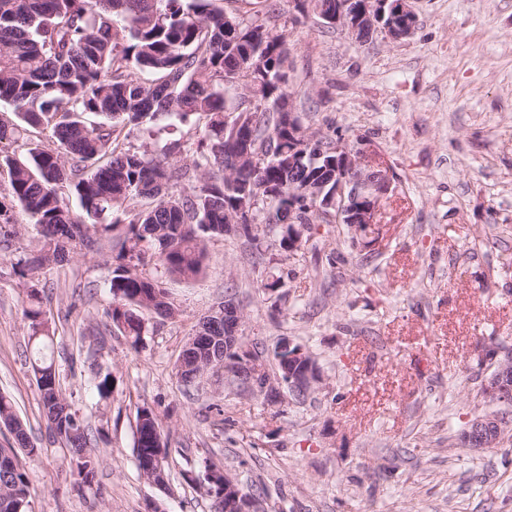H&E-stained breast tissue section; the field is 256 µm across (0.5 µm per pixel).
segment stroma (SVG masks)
Returning a JSON list of instances; mask_svg holds the SVG:
<instances>
[{
  "instance_id": "1",
  "label": "stroma",
  "mask_w": 512,
  "mask_h": 512,
  "mask_svg": "<svg viewBox=\"0 0 512 512\" xmlns=\"http://www.w3.org/2000/svg\"><path fill=\"white\" fill-rule=\"evenodd\" d=\"M410 37L355 44L277 0L288 89L311 130L364 139L388 163L393 194L376 245L330 263L335 224L286 254L273 236H217L194 280L163 276L173 319L144 312L139 347L109 326L112 241L41 270L67 398L97 439L93 489L62 463L31 367L23 315L29 277L16 259L39 234L15 211L0 251V392L36 454L33 512H211L204 459L255 485L265 512H512V446L472 449L458 434L504 349H512V0H408ZM197 122L119 140L149 157ZM279 279L276 292L264 283ZM236 297L242 334L260 351L281 338L315 357L323 384L278 407L209 373L185 387L176 364L199 320ZM111 375L113 389L96 385ZM151 407L170 440V493L140 474L135 422Z\"/></svg>"
}]
</instances>
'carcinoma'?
Wrapping results in <instances>:
<instances>
[{"instance_id":"carcinoma-1","label":"carcinoma","mask_w":512,"mask_h":512,"mask_svg":"<svg viewBox=\"0 0 512 512\" xmlns=\"http://www.w3.org/2000/svg\"><path fill=\"white\" fill-rule=\"evenodd\" d=\"M219 0H0V105L12 108L13 122H0V170L8 175V195L39 229L36 254L16 265L30 275L63 262L76 249L93 251L95 234H119L112 266L113 327L137 347L143 340V310H170L162 283L145 273L152 262L184 280L199 277L206 240L233 234L257 240L242 200L270 201L280 223L269 225L279 246L288 248V207L301 206L302 189L336 172V135L324 142V156H307L288 167V48L284 34L253 19L227 14ZM156 75L150 83L141 73ZM240 81L255 99L238 121L224 125V83ZM205 118L202 136L191 143V163L172 165L146 152L119 145L117 124L184 126ZM29 128L48 133L54 147L32 143L20 161L4 152ZM245 155L234 173L224 162ZM266 162H254L258 154ZM80 203L75 214L58 188ZM148 201L132 211L129 203ZM111 216V223L98 220ZM29 342L34 373L53 437L65 448V463L80 483L92 487L100 457L79 410L61 392L62 374L54 358V331L40 290H26ZM212 340L200 338L182 351L180 380L205 369L198 358ZM22 435L18 447L0 448V512H31L30 471L20 454L35 455L12 400L0 393V427ZM134 452L139 470L168 476V440L157 413L138 409Z\"/></svg>"}]
</instances>
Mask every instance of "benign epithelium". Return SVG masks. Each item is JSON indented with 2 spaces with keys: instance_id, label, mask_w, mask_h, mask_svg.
Listing matches in <instances>:
<instances>
[{
  "instance_id": "7a95c632",
  "label": "benign epithelium",
  "mask_w": 512,
  "mask_h": 512,
  "mask_svg": "<svg viewBox=\"0 0 512 512\" xmlns=\"http://www.w3.org/2000/svg\"><path fill=\"white\" fill-rule=\"evenodd\" d=\"M320 20L336 25L352 40L365 42V33L374 29L397 39L410 36L415 27V16L409 10L407 0H381L380 9L372 13L357 14L352 11L351 0H336V14L333 17L320 16ZM288 133L293 137L288 148V163L293 164L307 157L308 149L315 139L304 128L293 129V114H288ZM336 184L328 195L316 189L301 190L305 203L311 205L316 214L328 221L346 224L354 240L363 245L377 241L381 214V202L392 192L390 170L375 158L374 150L368 143L350 145L344 138L336 141ZM295 207L289 208L288 222L293 224L292 238L288 240V252L296 251L302 244L307 226L296 223ZM243 315L234 297L224 299V354L232 359L224 360L217 368L224 369L225 375L236 377L237 382L252 389L260 376L265 377L264 391L272 394L268 405L275 407L282 403V389L288 393L310 394L321 383L319 370L308 361L309 353L301 346L282 340L276 352L283 355L282 373L272 375L252 357L253 348L242 336ZM505 367L485 381V396L495 403L512 401V383ZM495 442L512 437V428L493 415L479 418L476 432L464 439L468 446L475 437ZM217 512H264L260 500L254 496L242 497L241 483L231 473H224V491L216 498Z\"/></svg>"
}]
</instances>
